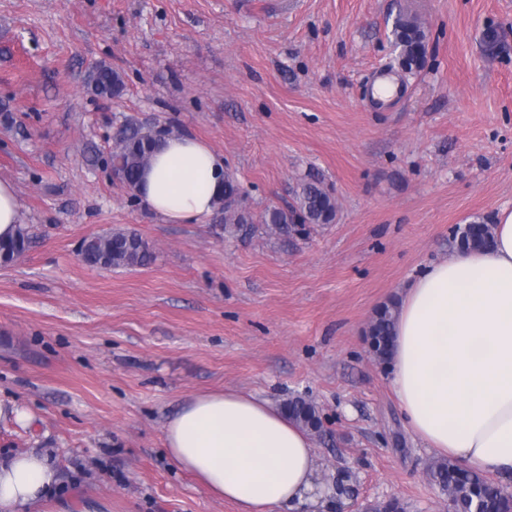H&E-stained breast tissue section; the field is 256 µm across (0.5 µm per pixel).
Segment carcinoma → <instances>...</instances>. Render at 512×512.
I'll list each match as a JSON object with an SVG mask.
<instances>
[{
  "instance_id": "cac0c4a2",
  "label": "carcinoma",
  "mask_w": 512,
  "mask_h": 512,
  "mask_svg": "<svg viewBox=\"0 0 512 512\" xmlns=\"http://www.w3.org/2000/svg\"><path fill=\"white\" fill-rule=\"evenodd\" d=\"M393 36L397 47L409 59H414L424 46L425 32L421 23L405 15L396 18ZM86 86L95 96L110 99L121 93L124 83L119 71L104 61L94 64L88 71ZM114 154L120 159V184L135 192L143 171L155 147L152 132L131 122L117 128L113 135ZM246 193L232 174L224 179V195L218 203L217 214L224 219V228L236 231L252 223V216L244 205ZM295 201L288 209L269 208L261 222L269 229L283 234L295 224H330L336 217V199L326 190L318 177L302 181L294 191ZM85 263L94 268L112 269L143 266L154 255L148 241L133 230H115L92 236L83 241ZM397 306L391 301L382 305L368 327L371 344L379 346L392 338ZM292 418L310 432L322 427V419L316 405L302 398H292L283 404ZM427 475L448 495L457 512H472L475 498L483 502L484 512H512V494L503 489L490 490L491 481L473 471H459L449 460L435 461Z\"/></svg>"
}]
</instances>
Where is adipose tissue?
<instances>
[{
  "mask_svg": "<svg viewBox=\"0 0 512 512\" xmlns=\"http://www.w3.org/2000/svg\"><path fill=\"white\" fill-rule=\"evenodd\" d=\"M222 154L184 134L164 136L138 187L140 202L174 224L215 213ZM389 385L409 430L436 455L512 474V211L493 245L428 266L401 299ZM165 454L237 512L317 508L324 496L310 436L267 400L235 388L185 401L164 427ZM60 485L32 451L0 460V512H112Z\"/></svg>",
  "mask_w": 512,
  "mask_h": 512,
  "instance_id": "1",
  "label": "adipose tissue"
}]
</instances>
